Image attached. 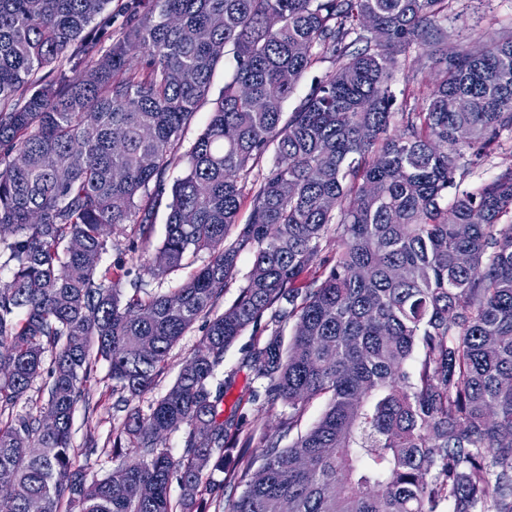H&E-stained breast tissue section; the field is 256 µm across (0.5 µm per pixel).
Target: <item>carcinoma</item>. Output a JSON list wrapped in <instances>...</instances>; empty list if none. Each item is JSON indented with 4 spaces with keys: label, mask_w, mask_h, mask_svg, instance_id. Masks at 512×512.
<instances>
[{
    "label": "carcinoma",
    "mask_w": 512,
    "mask_h": 512,
    "mask_svg": "<svg viewBox=\"0 0 512 512\" xmlns=\"http://www.w3.org/2000/svg\"><path fill=\"white\" fill-rule=\"evenodd\" d=\"M447 10L448 0H124L115 35L112 0H0L3 512L32 500L41 512H203L202 484L224 487L214 476L228 435L224 384L212 380L262 323L269 338L252 368L267 404L294 413L259 455L241 452L225 512L279 501L290 512H512V223H501L512 169L471 190L456 178L462 150L475 164L512 130V37L450 57ZM228 46L233 69L184 151ZM422 51L437 67L424 103L399 102L392 72ZM177 160L186 171L156 245ZM132 220L140 268L114 277L100 270L109 230ZM332 235L342 247L324 257ZM201 251L209 261L179 287H140ZM244 252L253 267L218 314ZM201 318L204 337L168 392L112 430V452L134 459L87 482L72 416L98 364L134 399ZM39 379L38 413H13ZM323 396L320 420L280 446ZM184 425L175 457L163 439ZM329 63H317L313 68L300 80L293 94L284 103L285 112H291L308 92L314 76H320L328 68ZM210 112H211L210 102H205L198 109L193 120L184 129V132L182 135L183 150L188 149V147L195 141L197 136L204 130V128L206 127V124L209 121Z\"/></svg>",
    "instance_id": "carcinoma-1"
}]
</instances>
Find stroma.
Segmentation results:
<instances>
[{"mask_svg": "<svg viewBox=\"0 0 512 512\" xmlns=\"http://www.w3.org/2000/svg\"><path fill=\"white\" fill-rule=\"evenodd\" d=\"M448 31V47L456 49L477 42L486 35L499 36L512 33V0H451L448 14L442 21ZM512 168V131H503L491 155L466 174L463 185L473 188L490 180L502 170ZM139 227L130 223L120 226L108 240V251L103 266L113 271L137 269L140 263ZM203 323H196L173 346L167 365L150 390L136 398L133 406L148 411L156 400L163 397L173 385L181 367L193 354L203 337ZM264 332L246 330L224 355V365L217 373V381L224 384V398L219 405L225 423H237L253 430L255 436L277 437L281 424L287 421V404L268 407L265 400L264 379L258 378L250 363V354L258 343L264 342ZM106 366H99L98 383L94 387L91 406L77 405L73 416V442L83 447L86 442L98 446L97 461L87 469L88 480L111 475L118 465L112 459L107 439L114 426L120 425L129 407L113 392L106 378Z\"/></svg>", "mask_w": 512, "mask_h": 512, "instance_id": "35a3bbf8", "label": "stroma"}]
</instances>
